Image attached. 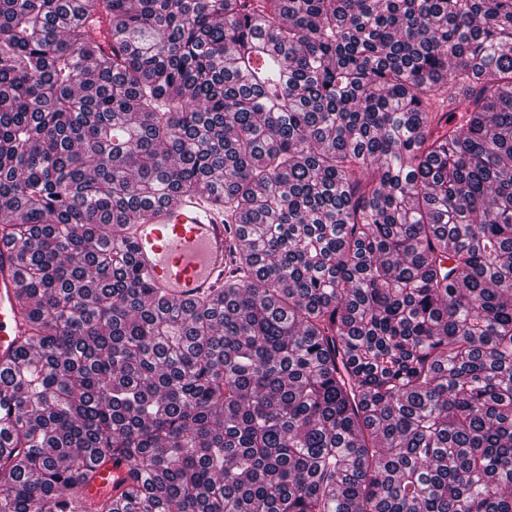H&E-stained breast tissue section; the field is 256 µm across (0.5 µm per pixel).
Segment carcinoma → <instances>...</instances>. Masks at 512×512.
Here are the masks:
<instances>
[{
  "instance_id": "cac0c4a2",
  "label": "carcinoma",
  "mask_w": 512,
  "mask_h": 512,
  "mask_svg": "<svg viewBox=\"0 0 512 512\" xmlns=\"http://www.w3.org/2000/svg\"><path fill=\"white\" fill-rule=\"evenodd\" d=\"M0 210V512H512V0H0ZM152 210L131 236L152 288L181 300L216 296L241 235L224 224V208L214 199L185 193ZM10 255L11 248L0 243V356L17 347L24 331L21 314L14 303L18 285ZM122 474L123 467L116 461L102 465L97 471L95 480L85 489V498L92 502L111 493L113 476Z\"/></svg>"
}]
</instances>
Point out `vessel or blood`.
<instances>
[{
	"label": "vessel or blood",
	"instance_id": "obj_1",
	"mask_svg": "<svg viewBox=\"0 0 512 512\" xmlns=\"http://www.w3.org/2000/svg\"><path fill=\"white\" fill-rule=\"evenodd\" d=\"M135 256L156 292L182 300L216 296L240 242L237 229L224 222V209L214 201L185 193L154 208L132 233ZM11 249L0 243V353L14 350L24 331L15 306L18 285L10 263ZM123 472L111 461L97 471L85 497L94 501L112 491V479Z\"/></svg>",
	"mask_w": 512,
	"mask_h": 512
}]
</instances>
